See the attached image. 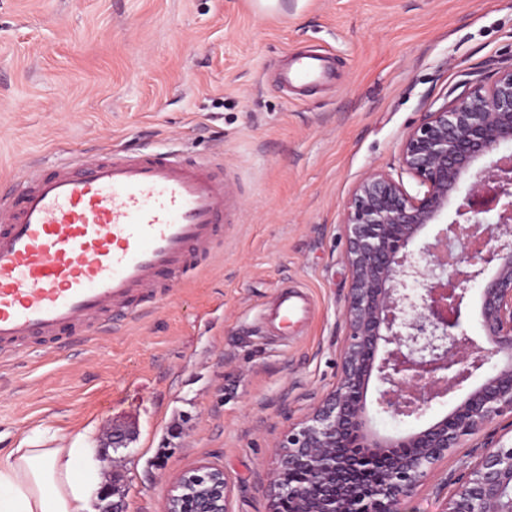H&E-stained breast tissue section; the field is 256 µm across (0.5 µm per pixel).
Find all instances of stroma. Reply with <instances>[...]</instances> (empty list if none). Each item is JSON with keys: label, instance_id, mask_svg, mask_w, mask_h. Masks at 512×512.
<instances>
[{"label": "stroma", "instance_id": "obj_1", "mask_svg": "<svg viewBox=\"0 0 512 512\" xmlns=\"http://www.w3.org/2000/svg\"><path fill=\"white\" fill-rule=\"evenodd\" d=\"M0 0V188L83 155L175 150L224 170L236 199L224 235L154 304L88 335L0 362V451L120 424L103 485L127 512H164L174 479L223 469L230 512H268L276 446L333 390L348 286L344 204L370 170L401 174L423 113L489 63L512 64V0ZM328 57L326 87L282 90L286 58ZM311 300L305 325L266 321L283 286ZM377 409L398 438L434 422ZM449 455L405 512H441L462 469Z\"/></svg>", "mask_w": 512, "mask_h": 512}]
</instances>
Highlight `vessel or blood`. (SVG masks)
I'll use <instances>...</instances> for the list:
<instances>
[{"instance_id":"b4317fda","label":"vessel or blood","mask_w":512,"mask_h":512,"mask_svg":"<svg viewBox=\"0 0 512 512\" xmlns=\"http://www.w3.org/2000/svg\"><path fill=\"white\" fill-rule=\"evenodd\" d=\"M331 81L316 55L280 74L286 88ZM233 205L222 174L174 152L75 159L0 193V355L88 329L189 270ZM305 308L285 291L273 318L284 326Z\"/></svg>"}]
</instances>
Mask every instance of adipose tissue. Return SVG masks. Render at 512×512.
<instances>
[{"label":"adipose tissue","instance_id":"obj_1","mask_svg":"<svg viewBox=\"0 0 512 512\" xmlns=\"http://www.w3.org/2000/svg\"><path fill=\"white\" fill-rule=\"evenodd\" d=\"M98 450L75 441L0 457V512H98Z\"/></svg>","mask_w":512,"mask_h":512}]
</instances>
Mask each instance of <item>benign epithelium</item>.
Listing matches in <instances>:
<instances>
[{
	"label": "benign epithelium",
	"mask_w": 512,
	"mask_h": 512,
	"mask_svg": "<svg viewBox=\"0 0 512 512\" xmlns=\"http://www.w3.org/2000/svg\"><path fill=\"white\" fill-rule=\"evenodd\" d=\"M508 142L512 66L498 68L487 85L466 83L451 104L424 113L405 134L400 164L422 187L417 194L379 170L350 193L340 374L335 389L279 441L270 512H403L401 504L454 449L512 415V159L497 156ZM468 178L451 222L423 239ZM488 211L497 214L493 226L483 225ZM475 283L482 344L461 328ZM494 358L493 373L429 425L399 438L367 428L371 376L380 383L383 412L418 419ZM128 440L123 429L106 431L108 448ZM341 448L358 452L344 456ZM469 457L443 512H512V444L499 437L477 443ZM229 493L222 469L184 472L171 485L165 512H230Z\"/></svg>",
	"instance_id": "7a95c632"
}]
</instances>
